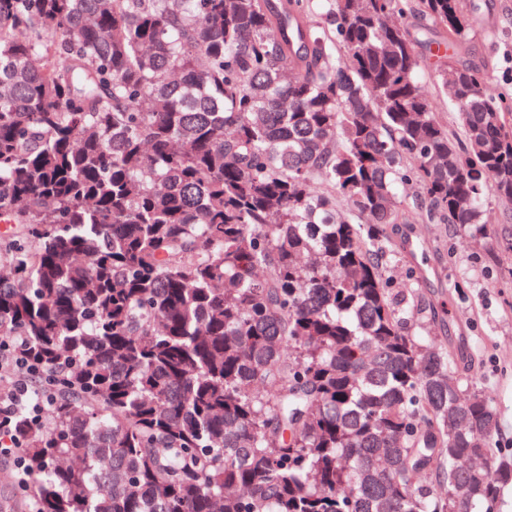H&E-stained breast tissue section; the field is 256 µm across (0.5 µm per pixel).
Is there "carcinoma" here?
Instances as JSON below:
<instances>
[{"mask_svg":"<svg viewBox=\"0 0 512 512\" xmlns=\"http://www.w3.org/2000/svg\"><path fill=\"white\" fill-rule=\"evenodd\" d=\"M330 6L0 0L32 512H499L497 411L386 275L399 186L476 238L512 204V110L457 59L479 5ZM423 84L428 92L429 98L431 100L433 111L437 113L438 117L442 119L444 122L448 124L450 128H457V120L456 115L451 108V106L443 101L439 96L435 89L432 78L429 76L427 72H424L422 75Z\"/></svg>","mask_w":512,"mask_h":512,"instance_id":"carcinoma-1","label":"carcinoma"}]
</instances>
